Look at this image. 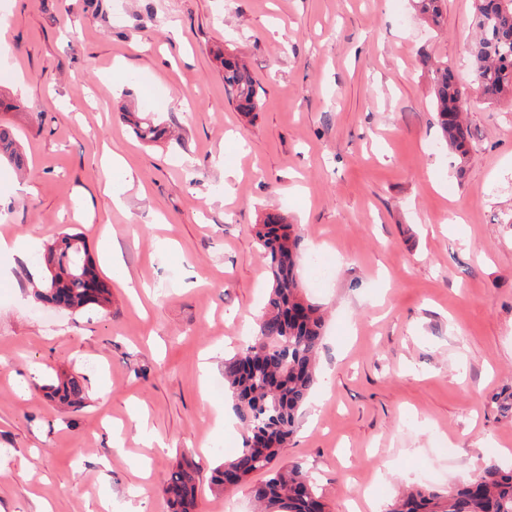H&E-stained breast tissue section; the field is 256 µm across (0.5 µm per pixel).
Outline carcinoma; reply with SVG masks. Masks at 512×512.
<instances>
[{
    "label": "carcinoma",
    "instance_id": "1",
    "mask_svg": "<svg viewBox=\"0 0 512 512\" xmlns=\"http://www.w3.org/2000/svg\"><path fill=\"white\" fill-rule=\"evenodd\" d=\"M475 39L469 44L473 82L482 97L494 102L512 95V0H473ZM424 22L440 23L443 0H414ZM224 67V89L240 112L257 109L255 82L237 55L217 53ZM434 105L443 141L465 164L470 130L462 119L465 90L455 82L450 66L434 71ZM136 135L156 142L168 130L148 116L127 113ZM20 169L24 157L7 127L0 126V161ZM256 239L268 263L271 291L255 334L244 353L224 363V382L234 399V411L244 429L237 456L215 469L211 483L229 493L257 471L268 479L253 488L264 512H325L324 503L302 466L275 465L281 448L296 430L298 412L317 382V354L323 339L320 306L302 294L295 273L299 236L278 214L256 225ZM47 275L37 299L78 312L111 303V291L79 235H65L44 255ZM52 401L77 407L85 385L74 376H56L43 386ZM200 469L186 457L176 462L164 493L170 512H198L196 499ZM386 512H512V468L490 461L475 479L440 493L413 489L397 498Z\"/></svg>",
    "mask_w": 512,
    "mask_h": 512
}]
</instances>
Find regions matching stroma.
Wrapping results in <instances>:
<instances>
[{
    "label": "stroma",
    "instance_id": "1",
    "mask_svg": "<svg viewBox=\"0 0 512 512\" xmlns=\"http://www.w3.org/2000/svg\"><path fill=\"white\" fill-rule=\"evenodd\" d=\"M0 112L25 157L0 163V512H168L181 456L199 512H254L216 466L244 430L224 361L259 320L270 277L255 237L278 212L296 274L326 312L320 377L281 461L326 512H383L512 462V105L477 101L465 163L440 139L432 63L472 82L473 0L433 27L411 0H6ZM244 57L259 108L224 93L216 48ZM163 97L172 137L123 119ZM80 234L112 304L68 312L29 281ZM108 240L115 263L104 262ZM83 378L81 407L47 399ZM147 421L131 427L132 414Z\"/></svg>",
    "mask_w": 512,
    "mask_h": 512
}]
</instances>
